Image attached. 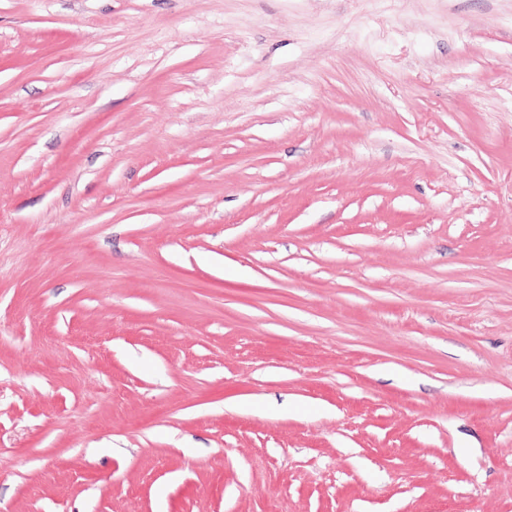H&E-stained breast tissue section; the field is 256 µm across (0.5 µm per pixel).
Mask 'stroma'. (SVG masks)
<instances>
[{"label":"stroma","instance_id":"stroma-1","mask_svg":"<svg viewBox=\"0 0 512 512\" xmlns=\"http://www.w3.org/2000/svg\"><path fill=\"white\" fill-rule=\"evenodd\" d=\"M0 512H512V0H0Z\"/></svg>","mask_w":512,"mask_h":512}]
</instances>
